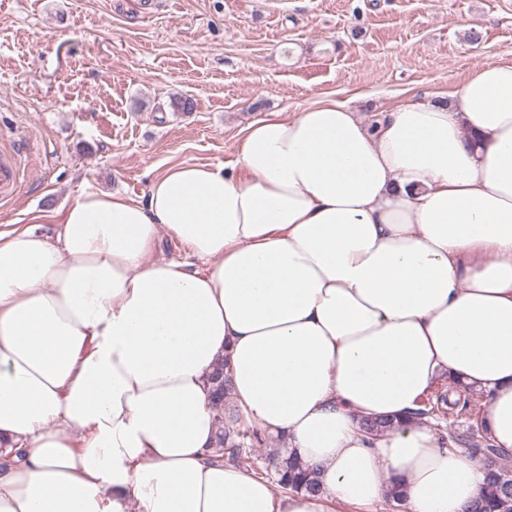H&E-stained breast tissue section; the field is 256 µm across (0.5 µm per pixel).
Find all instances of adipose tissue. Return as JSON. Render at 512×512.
<instances>
[{
    "label": "adipose tissue",
    "instance_id": "1",
    "mask_svg": "<svg viewBox=\"0 0 512 512\" xmlns=\"http://www.w3.org/2000/svg\"><path fill=\"white\" fill-rule=\"evenodd\" d=\"M235 164L0 231V512H335L396 485L469 512L485 471L412 417L447 379L512 455V63L371 125L334 100L257 120ZM163 229L187 259L154 258ZM219 367L318 494L209 459Z\"/></svg>",
    "mask_w": 512,
    "mask_h": 512
}]
</instances>
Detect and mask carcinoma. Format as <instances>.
<instances>
[{
	"instance_id": "carcinoma-1",
	"label": "carcinoma",
	"mask_w": 512,
	"mask_h": 512,
	"mask_svg": "<svg viewBox=\"0 0 512 512\" xmlns=\"http://www.w3.org/2000/svg\"><path fill=\"white\" fill-rule=\"evenodd\" d=\"M212 405L216 412L218 433L213 442V453L219 459L242 463L248 459L252 448L262 444V433L255 426L245 423L236 414L226 413L227 379L224 368L219 367L211 377ZM449 404L444 394L429 398L422 403L416 415L429 417L443 410ZM361 429L366 433H378L394 427L389 419L365 418L361 420ZM471 453L481 456L483 468L487 471V483L481 498L472 507V512H512V459L497 449L485 445L471 449ZM279 476L278 482L283 492H305L316 494L320 491L317 473L314 469L296 457H282L279 454L254 475L260 479L272 475Z\"/></svg>"
}]
</instances>
